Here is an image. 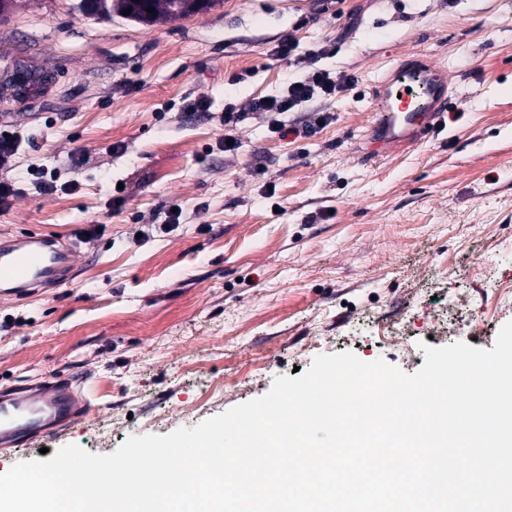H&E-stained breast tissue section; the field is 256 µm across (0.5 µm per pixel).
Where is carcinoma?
I'll use <instances>...</instances> for the list:
<instances>
[{"mask_svg": "<svg viewBox=\"0 0 512 512\" xmlns=\"http://www.w3.org/2000/svg\"><path fill=\"white\" fill-rule=\"evenodd\" d=\"M222 3L223 0H78L75 9L88 18L110 21L114 16H123L129 8L126 19L152 26L187 19ZM150 7L154 8L152 14L148 12Z\"/></svg>", "mask_w": 512, "mask_h": 512, "instance_id": "cac0c4a2", "label": "carcinoma"}]
</instances>
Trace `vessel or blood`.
I'll use <instances>...</instances> for the list:
<instances>
[{
  "mask_svg": "<svg viewBox=\"0 0 512 512\" xmlns=\"http://www.w3.org/2000/svg\"><path fill=\"white\" fill-rule=\"evenodd\" d=\"M450 82L439 67L404 65L379 82L373 95L372 122L384 139L418 140L434 129L448 109ZM76 243L30 234L0 242V295L16 297L36 288L68 286L77 270ZM73 377L31 388L0 391V446L57 432L69 426L80 397Z\"/></svg>",
  "mask_w": 512,
  "mask_h": 512,
  "instance_id": "b4317fda",
  "label": "vessel or blood"
}]
</instances>
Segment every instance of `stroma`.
Wrapping results in <instances>:
<instances>
[{
  "label": "stroma",
  "instance_id": "stroma-1",
  "mask_svg": "<svg viewBox=\"0 0 512 512\" xmlns=\"http://www.w3.org/2000/svg\"><path fill=\"white\" fill-rule=\"evenodd\" d=\"M72 2L0 21V130L20 138L8 177L22 189L0 207V237L80 238L66 291L0 297V384L73 374L92 411L0 449V474L44 448L109 454L194 427L320 354L413 374L425 342L493 349L512 295L493 297L474 269L512 283V0H224L152 27ZM288 37L303 63L275 55ZM326 42L335 52L313 56ZM415 57L447 74L449 110L369 160L375 83ZM19 64L43 81L12 87ZM314 68L358 81L285 114L295 127L330 113L314 136L271 135L253 102ZM199 99L206 111L190 113ZM40 169L77 190L37 192ZM175 198L179 226L137 241ZM394 322L404 342L382 341Z\"/></svg>",
  "mask_w": 512,
  "mask_h": 512
}]
</instances>
